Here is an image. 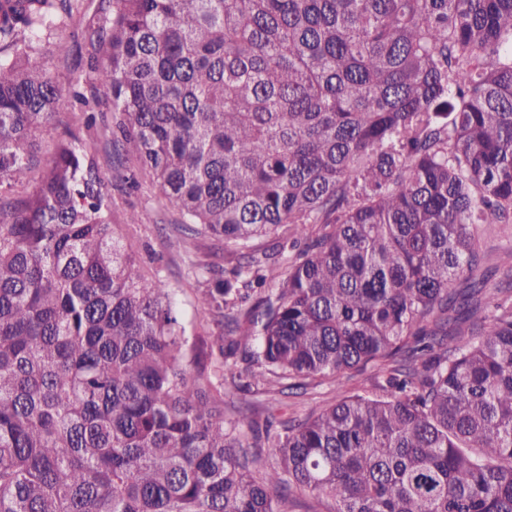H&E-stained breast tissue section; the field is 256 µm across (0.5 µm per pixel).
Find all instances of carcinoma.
Listing matches in <instances>:
<instances>
[{
  "mask_svg": "<svg viewBox=\"0 0 512 512\" xmlns=\"http://www.w3.org/2000/svg\"><path fill=\"white\" fill-rule=\"evenodd\" d=\"M83 0H0V512H512V0H97L67 82L33 37ZM111 100L180 243L241 247L188 342L168 285L112 230L70 133ZM275 242L254 250L257 237ZM283 396L391 359L383 394L264 425L224 418L238 351ZM82 123V113L78 112L76 109L74 110L70 106H65L56 112L37 137L39 161L31 172V183L41 175L53 156L56 141L64 137L68 129L79 131L80 137L86 145L93 146V144L96 143V130H86ZM479 244L486 255V266L499 269L488 284L493 290L501 273L512 267V226L485 228L480 233Z\"/></svg>",
  "mask_w": 512,
  "mask_h": 512,
  "instance_id": "obj_1",
  "label": "carcinoma"
}]
</instances>
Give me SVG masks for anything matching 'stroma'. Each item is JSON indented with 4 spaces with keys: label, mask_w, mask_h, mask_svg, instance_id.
Wrapping results in <instances>:
<instances>
[{
    "label": "stroma",
    "mask_w": 512,
    "mask_h": 512,
    "mask_svg": "<svg viewBox=\"0 0 512 512\" xmlns=\"http://www.w3.org/2000/svg\"><path fill=\"white\" fill-rule=\"evenodd\" d=\"M79 131L86 145L96 142L95 130L83 127L81 112L66 106L59 109L37 137L39 161L32 177H39L43 167L53 156L56 141L67 130ZM125 168L134 170V183L114 178L109 164H102L101 171L108 176V190L112 195V225L133 253L141 272L149 277L167 281L172 290L173 307L178 312L188 334H213L217 328L211 316L200 309L196 301L200 286V271L208 266L224 267L236 261L238 252L233 245L207 236L197 237L188 249L175 246L173 226L179 217L167 210L165 201L151 177L138 170L134 158H127ZM151 212L153 219L143 224L129 223L131 213ZM479 244L486 255V264L499 270L512 268V226L484 229ZM383 381L380 367H367L362 371H349L342 388L331 382L308 388L306 393L285 397L281 411L288 418L301 420L310 412L338 399L340 391L373 395L378 393Z\"/></svg>",
    "instance_id": "obj_1"
}]
</instances>
